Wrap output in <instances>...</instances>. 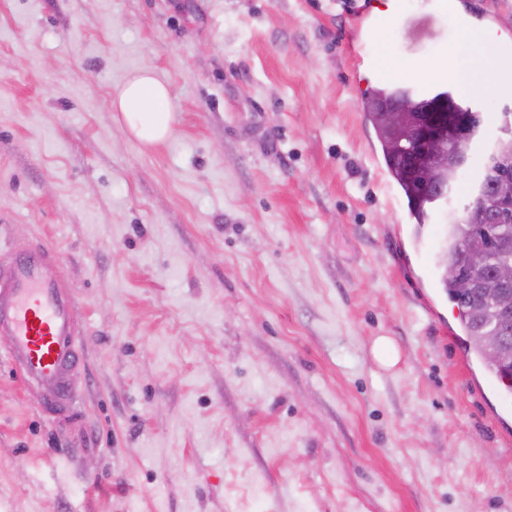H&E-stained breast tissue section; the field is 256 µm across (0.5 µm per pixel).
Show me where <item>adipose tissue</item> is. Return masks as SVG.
Here are the masks:
<instances>
[{"label": "adipose tissue", "instance_id": "1", "mask_svg": "<svg viewBox=\"0 0 512 512\" xmlns=\"http://www.w3.org/2000/svg\"><path fill=\"white\" fill-rule=\"evenodd\" d=\"M448 71L467 69L474 73L471 81L462 82V90L482 97L512 94V63L476 27L458 31L443 54ZM112 105L121 114L122 128L143 147L165 142L173 133L174 114L171 93L151 69L145 68L129 78Z\"/></svg>", "mask_w": 512, "mask_h": 512}]
</instances>
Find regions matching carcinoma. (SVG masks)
I'll return each mask as SVG.
<instances>
[{
    "mask_svg": "<svg viewBox=\"0 0 512 512\" xmlns=\"http://www.w3.org/2000/svg\"><path fill=\"white\" fill-rule=\"evenodd\" d=\"M405 100L393 88L377 87L365 99L364 108L381 144L383 158L393 179L404 193L411 218L417 224H426L431 218L434 199L448 191L457 181L468 157L463 156L448 166L437 170L429 180L428 189L420 190L410 175L409 165L414 151L409 137L384 123L380 109ZM512 158V140L497 141L484 157L478 179L471 187L466 221L458 220L448 225V235L437 265L446 269L456 261L462 274L477 281L492 279L497 268L512 263V217L508 216L498 224L484 223V212L494 200L493 181L504 171L503 155ZM479 246L489 252V263L479 270L470 269L463 261L461 248ZM440 285L448 298L459 308L462 327L469 339L477 336H503L505 357L502 361L485 360L486 369L497 376L512 380V319H505L504 308L499 300L486 297L475 291L464 294L457 288L456 281L447 274L440 275Z\"/></svg>",
    "mask_w": 512,
    "mask_h": 512,
    "instance_id": "1",
    "label": "carcinoma"
}]
</instances>
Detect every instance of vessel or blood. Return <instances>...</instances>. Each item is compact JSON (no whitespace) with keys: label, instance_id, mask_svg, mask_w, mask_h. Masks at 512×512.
<instances>
[{"label":"vessel or blood","instance_id":"obj_1","mask_svg":"<svg viewBox=\"0 0 512 512\" xmlns=\"http://www.w3.org/2000/svg\"><path fill=\"white\" fill-rule=\"evenodd\" d=\"M73 309L46 246L26 245L8 268H0V354L42 391V413L51 421L71 413L83 366Z\"/></svg>","mask_w":512,"mask_h":512}]
</instances>
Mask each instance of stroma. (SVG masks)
Segmentation results:
<instances>
[{
  "label": "stroma",
  "mask_w": 512,
  "mask_h": 512,
  "mask_svg": "<svg viewBox=\"0 0 512 512\" xmlns=\"http://www.w3.org/2000/svg\"><path fill=\"white\" fill-rule=\"evenodd\" d=\"M0 0V262L55 252L83 336L72 420L0 357V512H512V394L468 347L429 224L388 201L376 58L426 77L512 0ZM152 68L174 134L112 99ZM399 351L392 367L378 337Z\"/></svg>",
  "instance_id": "obj_1"
}]
</instances>
